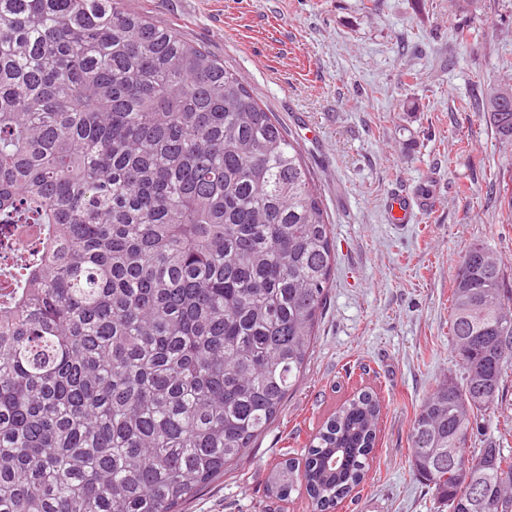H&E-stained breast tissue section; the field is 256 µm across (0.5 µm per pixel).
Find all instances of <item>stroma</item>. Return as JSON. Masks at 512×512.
<instances>
[{"label": "stroma", "mask_w": 512, "mask_h": 512, "mask_svg": "<svg viewBox=\"0 0 512 512\" xmlns=\"http://www.w3.org/2000/svg\"><path fill=\"white\" fill-rule=\"evenodd\" d=\"M235 71L274 112L311 171L336 266L306 373L273 424L182 512H310L266 492L269 467L355 388L384 409L366 481L336 512H436L410 467L422 402L460 368L448 295L460 255L482 243L512 282V221L491 168L512 159L474 81H512V0H129ZM469 29L459 43L455 29ZM433 190L429 209L390 223L394 193ZM512 448V371L471 448Z\"/></svg>", "instance_id": "1"}]
</instances>
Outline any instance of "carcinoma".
I'll list each match as a JSON object with an SVG mask.
<instances>
[{
  "instance_id": "carcinoma-1",
  "label": "carcinoma",
  "mask_w": 512,
  "mask_h": 512,
  "mask_svg": "<svg viewBox=\"0 0 512 512\" xmlns=\"http://www.w3.org/2000/svg\"><path fill=\"white\" fill-rule=\"evenodd\" d=\"M512 141V85L474 105ZM37 249L0 288V512H178L303 376L336 243L296 143L238 75L128 0H0V225ZM461 368L418 409L413 474L448 512H512V453L468 452L512 369V285L459 257ZM382 401L345 399L270 469L332 512Z\"/></svg>"
}]
</instances>
